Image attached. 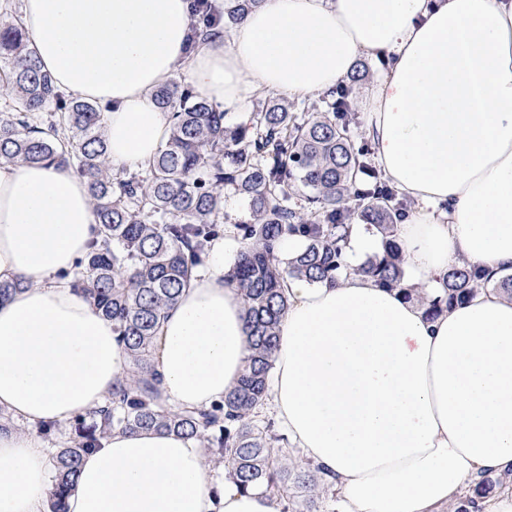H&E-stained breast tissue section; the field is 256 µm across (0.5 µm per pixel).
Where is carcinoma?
<instances>
[{
  "label": "carcinoma",
  "instance_id": "carcinoma-1",
  "mask_svg": "<svg viewBox=\"0 0 512 512\" xmlns=\"http://www.w3.org/2000/svg\"><path fill=\"white\" fill-rule=\"evenodd\" d=\"M260 0H224V26L240 20ZM360 72L297 111L284 100L256 106L246 120L171 80L154 100L172 114L165 145L144 172L113 171L101 108L60 92L41 69L22 16L0 9V164H65L88 184L100 239L63 274L101 314L128 359L124 381L106 405L75 420L69 445L53 456L50 512H67L86 453L115 429L154 430L195 438L242 488L261 486L286 502L304 498L306 512L335 495L318 468L290 461L288 438L257 423L267 398L278 325L288 310L290 278L312 284L348 274L343 251L349 226L374 229L379 249L358 268L391 289L406 290L394 224L402 216L396 190L370 168L368 141L355 143L353 84ZM247 201L250 216L235 225L241 249L224 270V283L243 300L249 355L240 383L209 407L178 408L161 395L153 338L179 301L210 243L224 234V189ZM289 236L303 241L288 259ZM492 287L512 296V275L490 282L462 263L448 270L442 294L426 313L435 317L455 302ZM26 288L0 281V300ZM512 486V472L483 475L458 498L452 512H477L476 500ZM293 495H288V491Z\"/></svg>",
  "mask_w": 512,
  "mask_h": 512
}]
</instances>
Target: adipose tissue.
Returning <instances> with one entry per match:
<instances>
[{
  "label": "adipose tissue",
  "instance_id": "ef3b65f1",
  "mask_svg": "<svg viewBox=\"0 0 512 512\" xmlns=\"http://www.w3.org/2000/svg\"><path fill=\"white\" fill-rule=\"evenodd\" d=\"M56 87L101 103L114 167L147 168L170 118L152 92L175 74L227 112L259 93L318 96L360 56L380 75L364 134L413 202L396 226L405 280L425 297L458 262L512 274V0H261L190 43L191 0H22ZM96 238L86 182L65 165L0 164V512H47L40 425L106 404L128 361L111 321L62 271ZM232 240L161 322L154 364L171 404L205 407L239 383L244 306L224 283ZM268 406L304 460L334 478L339 512H444L482 472L512 468V297L480 292L427 319L353 273L287 282ZM68 512H280L211 468L195 439L113 431L82 459Z\"/></svg>",
  "mask_w": 512,
  "mask_h": 512
}]
</instances>
